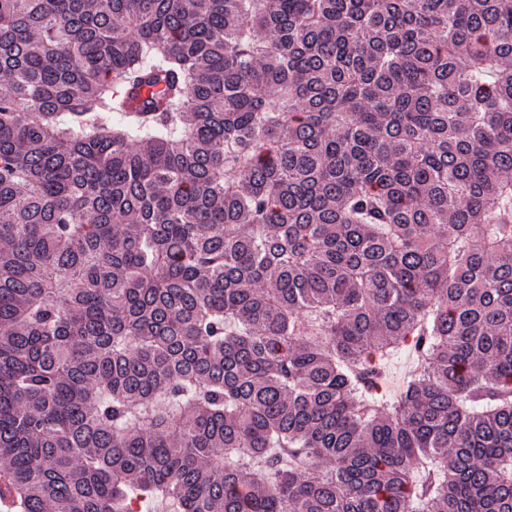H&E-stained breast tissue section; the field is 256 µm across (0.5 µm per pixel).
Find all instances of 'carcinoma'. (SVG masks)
Wrapping results in <instances>:
<instances>
[{
	"instance_id": "carcinoma-1",
	"label": "carcinoma",
	"mask_w": 512,
	"mask_h": 512,
	"mask_svg": "<svg viewBox=\"0 0 512 512\" xmlns=\"http://www.w3.org/2000/svg\"><path fill=\"white\" fill-rule=\"evenodd\" d=\"M0 85V497L512 512V0H0Z\"/></svg>"
}]
</instances>
